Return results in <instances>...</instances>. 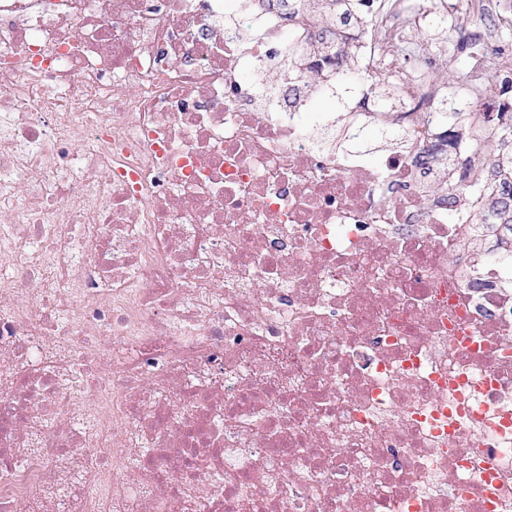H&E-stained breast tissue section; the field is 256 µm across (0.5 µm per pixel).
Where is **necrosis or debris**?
Returning a JSON list of instances; mask_svg holds the SVG:
<instances>
[{"label": "necrosis or debris", "mask_w": 512, "mask_h": 512, "mask_svg": "<svg viewBox=\"0 0 512 512\" xmlns=\"http://www.w3.org/2000/svg\"><path fill=\"white\" fill-rule=\"evenodd\" d=\"M361 8L360 81L317 85L303 10L0 0V512H512V239L448 192L497 144L441 109L512 110L495 3ZM459 15L451 93L420 31ZM65 461L85 481L40 507ZM450 114L456 138L461 141V138L467 137L475 143L479 138V131L474 122L475 118L469 115L471 112H451Z\"/></svg>", "instance_id": "4bbe7bcc"}]
</instances>
